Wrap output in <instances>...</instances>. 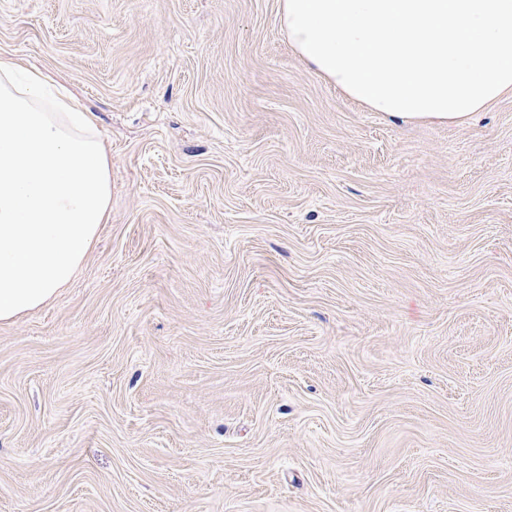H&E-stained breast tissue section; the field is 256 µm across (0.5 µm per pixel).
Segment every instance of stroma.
Masks as SVG:
<instances>
[{"label":"stroma","mask_w":512,"mask_h":512,"mask_svg":"<svg viewBox=\"0 0 512 512\" xmlns=\"http://www.w3.org/2000/svg\"><path fill=\"white\" fill-rule=\"evenodd\" d=\"M112 218L0 322V512H512V96L348 101L279 0H0Z\"/></svg>","instance_id":"1"}]
</instances>
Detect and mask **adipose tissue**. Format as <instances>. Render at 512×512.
<instances>
[{
    "label": "adipose tissue",
    "instance_id": "ef3b65f1",
    "mask_svg": "<svg viewBox=\"0 0 512 512\" xmlns=\"http://www.w3.org/2000/svg\"><path fill=\"white\" fill-rule=\"evenodd\" d=\"M295 53L348 99L464 123L512 94V0H281ZM112 158L64 88L0 58V322L66 286L112 213Z\"/></svg>",
    "mask_w": 512,
    "mask_h": 512
}]
</instances>
